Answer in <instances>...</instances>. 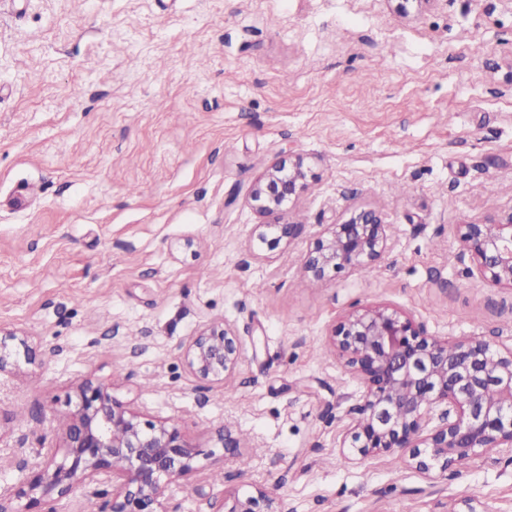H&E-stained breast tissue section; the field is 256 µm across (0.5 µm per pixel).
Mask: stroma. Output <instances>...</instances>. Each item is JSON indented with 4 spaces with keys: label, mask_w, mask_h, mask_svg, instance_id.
Instances as JSON below:
<instances>
[{
    "label": "stroma",
    "mask_w": 512,
    "mask_h": 512,
    "mask_svg": "<svg viewBox=\"0 0 512 512\" xmlns=\"http://www.w3.org/2000/svg\"><path fill=\"white\" fill-rule=\"evenodd\" d=\"M290 155L309 233L360 206L388 224L370 276L310 281L306 237L254 246L250 189ZM511 214L512 0H0V326L35 353L0 378V492L89 378L197 450L180 512L259 486L280 512H512L502 455L430 478L345 458L359 386L328 350L381 302L511 346L512 290L455 232ZM223 319L243 361L210 385L180 347Z\"/></svg>",
    "instance_id": "obj_1"
}]
</instances>
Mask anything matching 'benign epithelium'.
I'll return each instance as SVG.
<instances>
[{
  "label": "benign epithelium",
  "instance_id": "1",
  "mask_svg": "<svg viewBox=\"0 0 512 512\" xmlns=\"http://www.w3.org/2000/svg\"><path fill=\"white\" fill-rule=\"evenodd\" d=\"M304 160L273 162L250 190L263 218L257 246L291 245L305 225L289 219V204L308 188ZM456 236L473 269L497 288L512 289V214L498 222L456 225ZM388 225L372 208H355L336 224L311 235L301 258L312 281L373 267L388 249ZM331 351L358 381L361 393L349 410L341 448L353 459L392 455L425 475L492 452L512 455V348L480 336L448 342L427 333L400 308L375 304L338 320ZM31 361L26 341L0 328V375ZM189 372L211 384L231 378L242 359L235 327L210 322L182 345ZM64 453L31 465L13 496H0V512H57L56 505L92 484L112 485L101 512H178L164 509L166 488L194 471L198 453L171 423L142 422L91 380L76 389L64 415ZM211 512H276L261 489L242 499L210 503Z\"/></svg>",
  "mask_w": 512,
  "mask_h": 512
}]
</instances>
